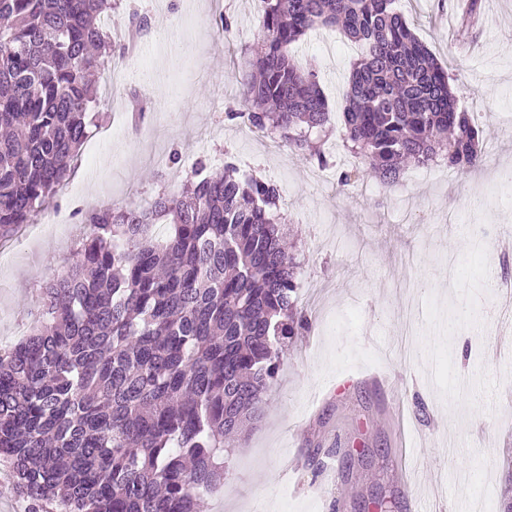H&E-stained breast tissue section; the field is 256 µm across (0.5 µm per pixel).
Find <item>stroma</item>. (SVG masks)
Masks as SVG:
<instances>
[{
  "label": "stroma",
  "mask_w": 512,
  "mask_h": 512,
  "mask_svg": "<svg viewBox=\"0 0 512 512\" xmlns=\"http://www.w3.org/2000/svg\"><path fill=\"white\" fill-rule=\"evenodd\" d=\"M462 0H396L418 37L447 67L460 105L483 126V166L405 172L386 189L371 175L347 191L334 170L242 135L225 112L240 110L246 48L256 46L254 0H136L150 28L127 58L125 88L150 107L132 118L129 98L98 107L112 139H88L58 199L66 216L83 195L147 208L180 191L196 160L277 185L302 262L297 308L310 326L290 337L263 415L234 441L224 484L203 512H471L481 492L490 512L512 506V311L483 288V267L512 273V0H482L483 19H459ZM243 39L217 41L221 18ZM175 23L171 40L156 37ZM361 49L340 31L316 30L294 47L313 66L339 142L347 78ZM75 223L49 215L0 242V343L13 344L42 314L43 284L65 269ZM460 301L475 318L448 317ZM471 374L477 405L451 400ZM456 448H449V440Z\"/></svg>",
  "instance_id": "35a3bbf8"
}]
</instances>
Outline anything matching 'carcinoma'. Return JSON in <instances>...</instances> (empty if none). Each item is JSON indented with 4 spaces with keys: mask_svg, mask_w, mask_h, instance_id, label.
Returning <instances> with one entry per match:
<instances>
[{
    "mask_svg": "<svg viewBox=\"0 0 512 512\" xmlns=\"http://www.w3.org/2000/svg\"><path fill=\"white\" fill-rule=\"evenodd\" d=\"M264 50L247 60L243 107L225 113L329 167L328 102L291 54L318 28L364 47L342 112V146L395 185L430 162L465 173L484 130L394 0H258ZM108 0H0V239L57 203L99 129L115 49ZM276 185L240 173L163 193L151 208L81 215L68 269L43 291L36 330L0 352V464L28 512H200L224 480L226 440L257 418L283 356L309 327L296 308ZM171 225L164 239L155 224Z\"/></svg>",
    "mask_w": 512,
    "mask_h": 512,
    "instance_id": "cac0c4a2",
    "label": "carcinoma"
}]
</instances>
